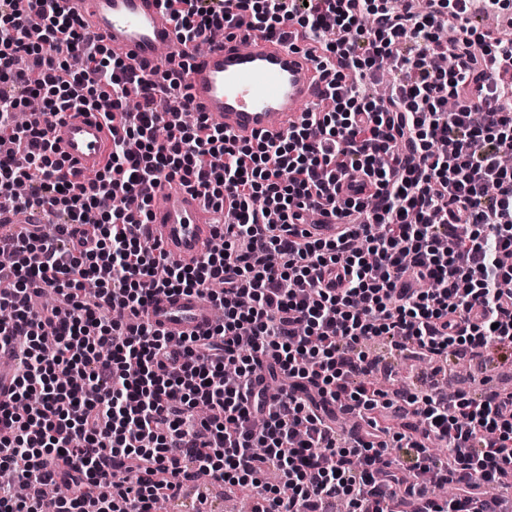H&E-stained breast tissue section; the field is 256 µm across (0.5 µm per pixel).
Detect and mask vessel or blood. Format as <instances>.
Wrapping results in <instances>:
<instances>
[{
  "label": "vessel or blood",
  "instance_id": "obj_1",
  "mask_svg": "<svg viewBox=\"0 0 512 512\" xmlns=\"http://www.w3.org/2000/svg\"><path fill=\"white\" fill-rule=\"evenodd\" d=\"M71 13L137 68L152 69L179 60L184 46L169 10L160 0H68ZM242 29L210 34L205 48L193 52L186 75L189 110L217 120L238 139L255 134L283 135L300 123L307 106L325 96L314 61L289 40L256 34L243 39ZM52 141L70 163L75 179L95 174L105 164L111 136L90 112L68 111L63 117L41 116ZM149 233L168 258L196 265L213 247L215 227L223 213L203 194L179 180H165L156 189ZM218 308L198 292L158 296L142 315L153 329L176 338L200 336L217 320Z\"/></svg>",
  "mask_w": 512,
  "mask_h": 512
}]
</instances>
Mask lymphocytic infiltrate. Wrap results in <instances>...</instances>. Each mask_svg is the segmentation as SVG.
<instances>
[{
	"label": "lymphocytic infiltrate",
	"mask_w": 512,
	"mask_h": 512,
	"mask_svg": "<svg viewBox=\"0 0 512 512\" xmlns=\"http://www.w3.org/2000/svg\"><path fill=\"white\" fill-rule=\"evenodd\" d=\"M35 2L31 19L0 0V200L49 218L0 241V350L19 360L0 400V469L26 463L0 481V512H44L57 480L75 491L54 512H154L202 472L254 492L251 512L336 499L350 512H488L485 487L512 486V393L409 395L407 428L364 345L467 360L512 345L500 288L512 280V39L469 27L471 0H236L235 16L162 0L190 46L241 15L318 51L330 108L242 142L201 114L164 119L187 96V62L136 72L67 0ZM384 58L400 79L368 98ZM474 81L492 108L471 103ZM32 95L113 127L103 170L66 178L47 131L15 123ZM358 174L370 198H337ZM164 178L231 216L196 266L143 244ZM312 211L335 214L336 238L300 231ZM336 265L339 289L322 287ZM194 290L223 313L207 334L175 342L136 322L157 294ZM346 413L366 422L361 437L341 438ZM450 482L452 496L423 499L422 484Z\"/></svg>",
	"instance_id": "lymphocytic-infiltrate-1"
}]
</instances>
